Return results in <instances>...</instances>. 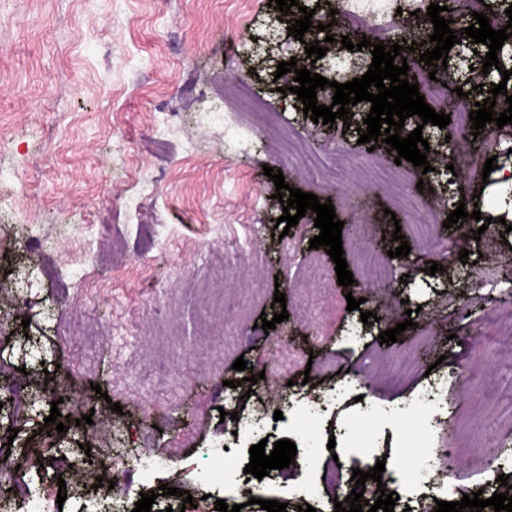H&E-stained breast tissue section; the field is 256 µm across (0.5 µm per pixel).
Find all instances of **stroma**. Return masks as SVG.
Returning <instances> with one entry per match:
<instances>
[{
  "label": "stroma",
  "mask_w": 512,
  "mask_h": 512,
  "mask_svg": "<svg viewBox=\"0 0 512 512\" xmlns=\"http://www.w3.org/2000/svg\"><path fill=\"white\" fill-rule=\"evenodd\" d=\"M405 5L390 0L385 14L350 15L345 24L356 37L387 43L417 28ZM299 54L268 0H0V169L12 174L0 181V319L13 328L0 342V381L23 387L18 402L0 406V470L22 478L41 460L65 457L73 469L62 512H78L100 478L115 484L102 491L101 512L115 504L133 512L150 492L155 512H216L219 499L241 512H261L262 499L287 512L308 504L334 512L354 487V470L380 459L382 480L366 481L363 497L398 492L394 512H434L446 486L487 498L503 492L497 477L512 454V300L497 281L500 258L512 254V181L503 179L512 170V125L491 128L475 160L467 128L425 125V173L396 162L385 142L360 144L369 103L328 127L305 118L302 102L282 100L274 73ZM371 62L369 48L344 49L309 70L349 81ZM232 109L246 144L224 130ZM163 112L177 127L160 147L153 125ZM450 133L460 139L452 148ZM492 156L497 167L483 175ZM376 165L423 181L414 209L386 215L391 188L361 175ZM268 166L291 188L332 201L353 285L335 284L329 255L310 248L320 233L315 212L275 236L283 210ZM146 176L156 193L138 213L114 206ZM453 188L490 224L439 229L441 251L426 253L417 230L455 210ZM103 218L112 231L99 239ZM396 230L411 252L389 259L376 278L364 253L395 249ZM476 260L487 274L479 282L465 274ZM434 263L443 270L432 275ZM278 291L285 305L275 304ZM351 297L360 310H348ZM281 311L289 314L281 331L258 327L260 316ZM364 311L378 322L363 324ZM408 318L414 325L396 342L380 341ZM72 322L83 335H67ZM35 348L44 362L32 357ZM240 357L242 372L232 368ZM259 373L269 394L263 406L247 394ZM49 377L82 400L71 417L91 414V429L43 433L50 408L35 393ZM432 385L447 393L435 410L433 479L407 492L403 439L412 424L404 410ZM311 398L319 403L314 419L301 408ZM115 402L121 412L112 411ZM224 411L237 419H221ZM246 417L259 419L260 433L235 436ZM368 431L372 453L360 446ZM264 438L295 443L292 464L221 487L206 449L225 444L246 465ZM314 442L323 450L311 466ZM85 445L94 467L79 464ZM161 450L170 467L146 479L131 471L135 458ZM310 484L321 488L314 502L303 492ZM162 485L190 491L192 506L159 495ZM62 488L53 477L44 484L52 497Z\"/></svg>",
  "instance_id": "stroma-1"
}]
</instances>
